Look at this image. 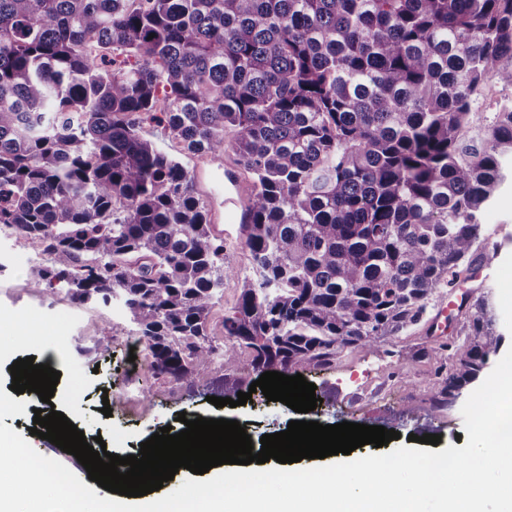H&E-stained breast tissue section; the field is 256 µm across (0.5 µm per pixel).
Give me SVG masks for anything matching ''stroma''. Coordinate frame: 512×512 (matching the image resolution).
I'll list each match as a JSON object with an SVG mask.
<instances>
[{
  "instance_id": "obj_1",
  "label": "stroma",
  "mask_w": 512,
  "mask_h": 512,
  "mask_svg": "<svg viewBox=\"0 0 512 512\" xmlns=\"http://www.w3.org/2000/svg\"><path fill=\"white\" fill-rule=\"evenodd\" d=\"M504 165L509 177L493 202L482 212L480 222L489 244L500 245V257L492 272L489 293L497 316V328L512 347V157ZM42 252L40 242L18 236L0 226V371H7L20 358L33 357L46 363L45 349L62 354L56 369L60 379L51 399L55 411L64 413L86 439L102 437L107 452L120 456L136 452L141 442L171 426L180 432L178 414L239 421L252 441L262 435L287 430L298 414L284 403L252 394L246 405L218 408L211 397H236L256 379L247 366L227 373L214 368L186 389L171 378H141L135 385L125 379L129 344L134 326L120 303L102 307L71 301L65 293L41 294L29 286L30 264L25 254ZM111 331H104V321ZM435 341L418 326L387 336L373 346L342 348L333 366L307 374L316 386L319 403L305 418L321 424L343 421L382 426L399 431L400 445L409 434H437L445 446L464 447V422L460 405L435 411L430 401L436 364L425 357ZM25 414L5 417L6 426L29 435L35 409L42 402L34 392H24ZM110 405L104 416L102 405ZM41 455L62 461L80 480L85 468L70 454L49 441L29 435Z\"/></svg>"
}]
</instances>
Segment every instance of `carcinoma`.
I'll use <instances>...</instances> for the list:
<instances>
[{"label":"carcinoma","instance_id":"carcinoma-1","mask_svg":"<svg viewBox=\"0 0 512 512\" xmlns=\"http://www.w3.org/2000/svg\"><path fill=\"white\" fill-rule=\"evenodd\" d=\"M493 71L512 87V0H0V224L44 245L31 288L120 300L154 377L328 367L498 258L478 221L512 156V105L477 109ZM148 126L251 176L227 346L224 240ZM462 315L463 341L424 351L438 377L459 361L437 409L504 344L488 295ZM239 296V290L233 278L226 281L224 285V300L213 310L210 320V327L213 336L220 339L224 335V315L229 314L235 307Z\"/></svg>","mask_w":512,"mask_h":512}]
</instances>
